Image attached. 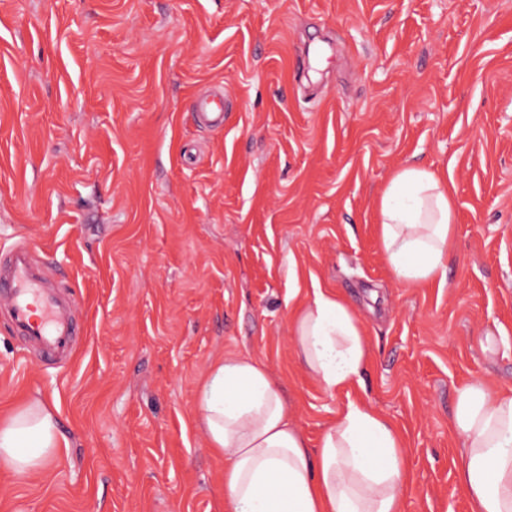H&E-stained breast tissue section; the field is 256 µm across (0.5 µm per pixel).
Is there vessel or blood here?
Returning a JSON list of instances; mask_svg holds the SVG:
<instances>
[{
    "mask_svg": "<svg viewBox=\"0 0 512 512\" xmlns=\"http://www.w3.org/2000/svg\"><path fill=\"white\" fill-rule=\"evenodd\" d=\"M196 116L210 126L224 122V100L216 95L197 100ZM46 273L27 245L0 253V308L11 313L14 332L52 358L71 356L80 326L67 304L45 286Z\"/></svg>",
    "mask_w": 512,
    "mask_h": 512,
    "instance_id": "obj_1",
    "label": "vessel or blood"
}]
</instances>
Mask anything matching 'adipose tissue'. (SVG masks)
Wrapping results in <instances>:
<instances>
[{
    "instance_id": "ef3b65f1",
    "label": "adipose tissue",
    "mask_w": 512,
    "mask_h": 512,
    "mask_svg": "<svg viewBox=\"0 0 512 512\" xmlns=\"http://www.w3.org/2000/svg\"><path fill=\"white\" fill-rule=\"evenodd\" d=\"M453 221L445 178L414 165L392 175L378 223L397 281L446 282ZM291 329L305 370L324 391L355 381L367 361V339L339 295L313 289ZM194 420L224 461L226 512H402V438L364 404H348L317 450H309L270 374L251 355L228 352L210 363ZM453 422L473 512H512V388L493 393L479 381L468 385L457 396ZM62 439L55 414L30 400L0 422V466L19 477L44 469Z\"/></svg>"
}]
</instances>
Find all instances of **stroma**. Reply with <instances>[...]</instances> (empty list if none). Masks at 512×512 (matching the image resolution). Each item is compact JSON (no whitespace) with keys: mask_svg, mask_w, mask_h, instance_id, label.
Returning a JSON list of instances; mask_svg holds the SVG:
<instances>
[{"mask_svg":"<svg viewBox=\"0 0 512 512\" xmlns=\"http://www.w3.org/2000/svg\"><path fill=\"white\" fill-rule=\"evenodd\" d=\"M215 93L209 129L191 104ZM406 165L451 185L442 286L397 283L379 246ZM20 240L85 335L45 365L0 316V418L40 396L69 442L0 469V512H224L192 414L227 351L310 447L351 402L395 426L403 512H472L455 400L512 388V0H0V251ZM311 288L369 342L333 395L295 352Z\"/></svg>","mask_w":512,"mask_h":512,"instance_id":"1","label":"stroma"}]
</instances>
